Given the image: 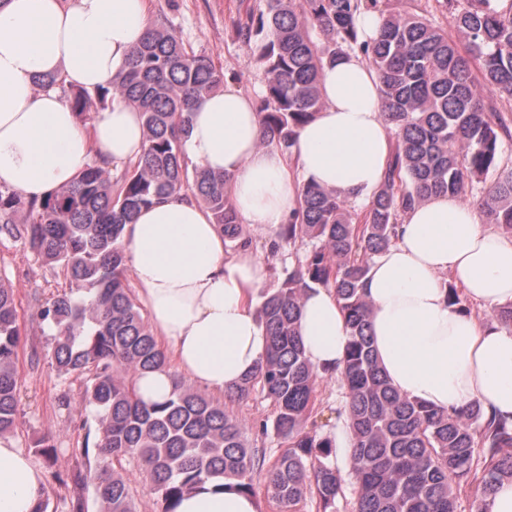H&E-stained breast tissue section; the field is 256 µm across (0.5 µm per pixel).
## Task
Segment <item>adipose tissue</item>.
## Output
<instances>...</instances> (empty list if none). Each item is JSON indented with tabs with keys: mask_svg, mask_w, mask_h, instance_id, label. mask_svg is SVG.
<instances>
[{
	"mask_svg": "<svg viewBox=\"0 0 512 512\" xmlns=\"http://www.w3.org/2000/svg\"><path fill=\"white\" fill-rule=\"evenodd\" d=\"M147 28V0H0V185L42 199L71 184L90 157L115 167L138 161L145 136L136 108L113 102L87 131L65 97L34 80L109 86ZM320 91L322 109L289 155L262 146L259 114L234 85L192 106L186 157L229 174L237 213L267 232L298 209L303 184L363 202L383 179L393 131L376 70L346 54L325 67ZM124 240L138 300L171 353L168 367L141 378L146 400H165L182 377L220 397L257 371L267 337L257 301L265 267L254 253L227 254L210 211L185 193L139 211ZM452 283L482 308L512 304V237L481 229L471 205L441 194L407 210L395 243L370 264L364 293L378 361L410 399L450 412L476 401L512 420V328L455 311ZM299 333L316 370L342 367L348 330L334 289L306 290ZM45 489L31 455L0 438V512H36ZM176 512H257V501L213 477Z\"/></svg>",
	"mask_w": 512,
	"mask_h": 512,
	"instance_id": "ef3b65f1",
	"label": "adipose tissue"
}]
</instances>
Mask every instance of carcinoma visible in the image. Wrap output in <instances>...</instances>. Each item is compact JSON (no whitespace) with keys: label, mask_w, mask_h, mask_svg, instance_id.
I'll use <instances>...</instances> for the list:
<instances>
[{"label":"carcinoma","mask_w":512,"mask_h":512,"mask_svg":"<svg viewBox=\"0 0 512 512\" xmlns=\"http://www.w3.org/2000/svg\"><path fill=\"white\" fill-rule=\"evenodd\" d=\"M460 50L448 32L410 8L391 12L388 0H266V8L238 26L256 44L265 89L257 103L264 138L291 153L298 130L322 108L320 77L341 55L360 53L379 73L385 120L394 149L383 181L361 209L336 191L306 184L299 209L269 250L286 243L304 250L281 286L264 295L260 317L268 351L258 373L224 392L247 398L260 387L273 400V428L287 448L270 466L249 442L250 426L224 404L176 381L170 397L148 402L139 379L168 365L166 350L146 324L125 280L124 227L162 196L189 192L224 232L225 248L251 246L227 192L230 176L190 166L183 152L190 105L217 91L224 73L204 55L187 52L174 29L149 28L111 86L91 94L56 77L41 89L63 90L82 115L115 99L141 114L145 148L139 162L112 176L94 161L78 178L42 200L0 186V237L22 240L63 276L65 287L45 299L40 316L52 332L50 359L58 376L82 383L95 408L101 438L97 456L83 448L65 472L53 470L58 449H32L64 488L56 506L37 512H85L93 487L102 512H134L127 479L101 466L137 458L149 469L161 512H175L181 496L205 477L222 476L255 493L253 474L265 467L266 493L281 512L316 499L317 512H335L342 492L330 463L333 441L306 429L316 411L314 370L304 354L298 321L305 290L332 287L349 342L339 371L346 389L354 512H457L468 477L477 482L474 512L505 476L512 477V421L487 417L480 404L462 414L429 408L399 394L378 366L363 282L373 257L394 243L401 213L427 198L462 194L489 171L495 179L480 205L491 223L512 236V164L500 159L512 127L489 112L481 91L512 101V9L490 0H445ZM363 9L383 18L375 39L360 37ZM21 344L14 291L0 282V437L19 424L15 369Z\"/></svg>","instance_id":"obj_1"}]
</instances>
